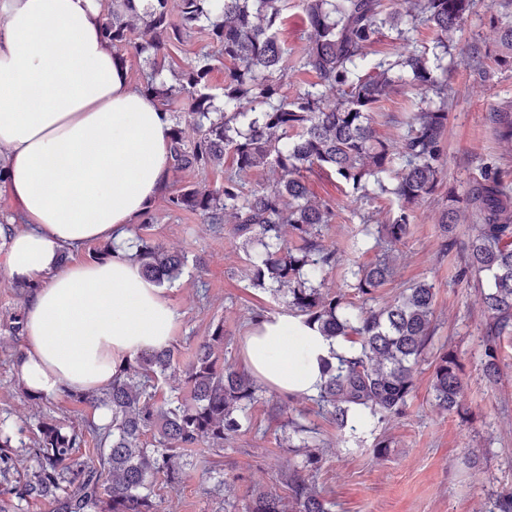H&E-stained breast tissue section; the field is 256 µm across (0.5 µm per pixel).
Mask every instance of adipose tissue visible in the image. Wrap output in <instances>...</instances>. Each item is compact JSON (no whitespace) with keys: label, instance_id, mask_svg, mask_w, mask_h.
Listing matches in <instances>:
<instances>
[{"label":"adipose tissue","instance_id":"ef3b65f1","mask_svg":"<svg viewBox=\"0 0 512 512\" xmlns=\"http://www.w3.org/2000/svg\"><path fill=\"white\" fill-rule=\"evenodd\" d=\"M99 0H0V224L24 300L18 379L55 397L106 389L119 365L167 347L178 320L130 258L128 228L170 179L172 120L136 88L103 36ZM117 249L78 259L87 244ZM346 343L281 314L243 341V364L275 390L317 393Z\"/></svg>","mask_w":512,"mask_h":512}]
</instances>
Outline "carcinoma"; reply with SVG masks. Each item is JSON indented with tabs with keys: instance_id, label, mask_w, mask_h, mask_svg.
<instances>
[{
	"instance_id": "carcinoma-1",
	"label": "carcinoma",
	"mask_w": 512,
	"mask_h": 512,
	"mask_svg": "<svg viewBox=\"0 0 512 512\" xmlns=\"http://www.w3.org/2000/svg\"><path fill=\"white\" fill-rule=\"evenodd\" d=\"M106 13L104 38L114 56L131 49L150 67L140 89L154 96L171 116L172 175L205 172L224 165L229 154L235 172L216 187L177 184L165 188L162 200L170 212L198 215L209 224H232L238 237L258 250L250 258L248 278L255 287H269L286 299L288 311L329 338L350 343V356L324 366V381L315 398L318 412L340 432L356 431L355 423L383 421L404 413L415 388L414 367L431 343L435 288L419 283L403 290L384 307H363L342 292L322 288L336 267V250L324 242L322 228L336 221L329 204L310 196L304 173L330 170L352 193L367 198L388 195L396 204L386 224H363L362 235L375 245L392 246L410 231L412 205L432 195L444 167L448 125L447 67L431 65L425 53L412 50L394 62L373 65L375 77L357 71L367 47L385 26L425 22L441 37L461 29L474 0H411L398 14L385 0H302L308 29L299 52L279 37L287 0H100ZM178 19H171V3ZM490 27L496 33L497 65H512V0H491ZM200 35L214 52L200 53L169 80L174 54ZM229 64L221 95L211 92L209 73L215 55ZM315 74L317 82L288 101L279 97L288 76V59ZM472 67L483 81L496 71L475 48ZM399 81L438 103L412 113L399 145L380 139L374 112L386 90ZM339 92L332 103L323 89ZM185 106L196 137L186 139L177 105ZM487 121L498 136L512 139V113L491 112ZM268 170L276 178L249 192L238 176ZM475 216V233L464 242L466 269L488 279L482 304L488 330L482 337L486 379L500 377L498 346L512 334V191L484 174L458 200L448 197L440 217L443 246L456 243L460 210ZM296 247L284 245L285 236ZM131 258L143 275L158 285L177 279L187 262L184 253L138 238ZM393 271L383 260L359 264L351 271V287L365 299L382 287ZM17 338L24 329L22 311L3 323ZM179 375L189 398L158 402L159 382ZM432 402L442 412L466 413L458 355L445 351L432 375ZM261 386L247 372L224 362V324H217L197 344L192 358L180 363L174 349L143 351L112 376L101 392L68 393L66 397L92 409L112 412L110 423L86 419L76 428L49 418L37 425L29 446L15 439L0 421V512H15L29 500H44L52 512H157L149 478L161 474L168 484L182 480V450L205 442L224 449V442L250 426L246 409ZM305 449V459L282 481L288 496L275 489L255 493L250 512H329L326 500L309 481L319 454L309 448L311 429L289 421ZM151 433L150 448L140 446ZM94 441L97 462L79 449Z\"/></svg>"
}]
</instances>
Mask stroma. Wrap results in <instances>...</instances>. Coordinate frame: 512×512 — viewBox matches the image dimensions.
Masks as SVG:
<instances>
[{
	"label": "stroma",
	"mask_w": 512,
	"mask_h": 512,
	"mask_svg": "<svg viewBox=\"0 0 512 512\" xmlns=\"http://www.w3.org/2000/svg\"><path fill=\"white\" fill-rule=\"evenodd\" d=\"M489 6L490 0H477L463 29L446 38L442 54L436 34L427 26H419L406 43L393 31L383 30L362 68L363 74H370L371 63L397 59L412 48L441 54L453 99L440 184L433 195L414 205L409 236L389 254L392 278L372 300L373 306L385 305L419 282L432 284L436 291L431 346L417 367L416 391L405 413L383 422L368 421L358 425L355 434H343L318 414L311 398L289 400L267 390L249 411L253 429L226 441L220 450L204 444L184 450L180 463L187 477L180 486L172 488L163 476L152 477L158 512H247L252 490L280 486L297 461L285 427L291 418L316 431L322 460L313 476L331 512H488L499 492L512 490V335L502 337L499 345L501 377L497 384H488L481 350L487 323L481 303L485 283L462 273L461 244L473 222L459 224L460 245L450 251L442 246L438 224L449 194H463L481 169L512 186V146L499 141L486 121L488 113L512 112V69L499 68L496 81L487 83L471 65L474 46L492 43ZM420 104L421 96L412 87H393L379 104L383 117L374 125L377 135L398 141L401 122ZM307 184L317 200L336 211V221L325 228L324 236L340 262L327 272L325 286L357 301L350 271L379 254L378 249L356 245L362 218L368 215L373 223H386L390 202L357 198L346 193L335 176L320 171L308 173ZM129 232L187 256L182 274L166 286L179 315L171 344L180 362H187L209 327L220 323L224 356L241 365L243 338L253 312L268 317L286 313L282 300L251 285L246 276L249 252L231 225L217 230L199 216L162 210L156 224L145 228L135 223ZM20 348V341L0 334V418L23 423L24 441L33 440L41 418L78 426L91 416L89 407L63 396L39 401L29 397L9 362ZM449 349L457 352L462 364V401L468 410L463 418L432 405L434 360ZM283 402L288 409L282 413L278 407ZM381 436L389 439L390 453L378 459L373 444Z\"/></svg>",
	"instance_id": "1"
}]
</instances>
